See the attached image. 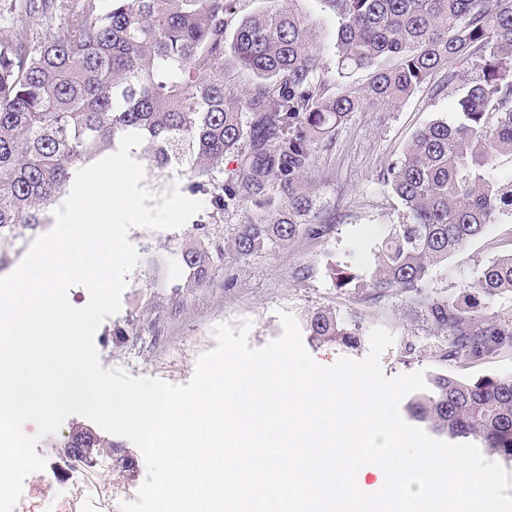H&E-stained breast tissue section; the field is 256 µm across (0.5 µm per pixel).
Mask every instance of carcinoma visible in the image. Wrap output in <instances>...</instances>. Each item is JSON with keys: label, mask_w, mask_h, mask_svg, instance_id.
<instances>
[{"label": "carcinoma", "mask_w": 512, "mask_h": 512, "mask_svg": "<svg viewBox=\"0 0 512 512\" xmlns=\"http://www.w3.org/2000/svg\"><path fill=\"white\" fill-rule=\"evenodd\" d=\"M238 0H0V239H18L63 199L76 172L114 153L123 135L147 139L159 171L186 177L211 209L197 223L252 205L234 238L241 257L327 225L308 191L315 145L363 103L394 107L424 83L441 94L467 76L458 122L419 129L378 181L406 208L378 246L369 278L333 269L340 288L407 295L443 336L445 368L408 416L451 439H473L512 463V376L464 380L467 369L512 355V320L492 310L512 292V251L491 260L458 295L425 292L433 270L491 224L512 218V0H325L338 18L336 65L323 62L300 0H267L237 18ZM42 20L34 28L31 21ZM253 76L224 85V54ZM371 71L369 82H349ZM238 168L218 180L224 155ZM186 170H181L183 163ZM213 254L181 251L185 287ZM318 344L359 346L358 316L319 310L306 320ZM64 453L91 458L110 443L77 427Z\"/></svg>", "instance_id": "1"}]
</instances>
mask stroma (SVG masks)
<instances>
[{"label":"stroma","mask_w":512,"mask_h":512,"mask_svg":"<svg viewBox=\"0 0 512 512\" xmlns=\"http://www.w3.org/2000/svg\"><path fill=\"white\" fill-rule=\"evenodd\" d=\"M300 8L324 62L334 65L335 12L324 0H302ZM461 96L458 90L437 95L426 85L396 108L366 106L351 113L332 140L317 144L309 190L324 215L333 219L331 231L322 237L298 238L242 258L233 249L243 218L239 211L226 212L222 223L202 230L189 223L177 230L131 229L128 239L139 262L127 278L120 312L96 332L103 368L181 385L192 378L197 357L215 348L214 325L228 322L237 328L242 320H251L248 341L258 348L281 335L280 311L293 313L302 324L322 309L343 318L358 315L364 332L383 326L394 333L395 343L381 359L386 376L440 370L444 338L406 295L337 288L332 269L347 266L364 275L372 272L387 225L401 222L405 212L378 181L380 167L399 157L427 122L456 120ZM215 244L222 247V257L214 260L199 286L185 288L189 273L179 262L181 250ZM510 244L512 220L506 218L436 268L427 289L458 293L500 255L502 246ZM118 324L127 330L121 339L112 334ZM107 440L108 447L98 457L110 466L92 472L88 484L98 492L103 512H120L121 502L135 500L147 467L130 441L112 434Z\"/></svg>","instance_id":"obj_1"}]
</instances>
